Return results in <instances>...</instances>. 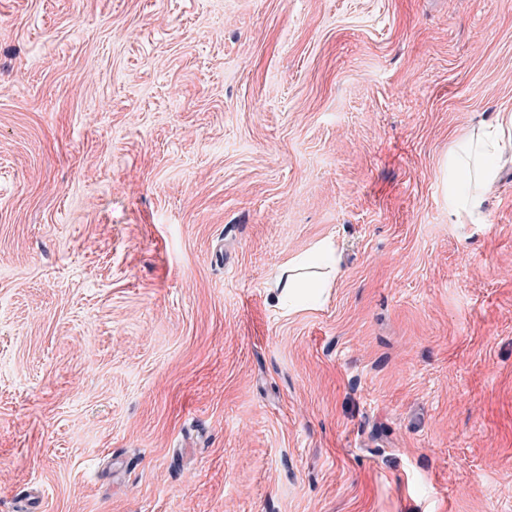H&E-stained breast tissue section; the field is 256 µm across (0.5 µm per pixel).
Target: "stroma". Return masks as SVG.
I'll return each mask as SVG.
<instances>
[{
	"instance_id": "1",
	"label": "stroma",
	"mask_w": 512,
	"mask_h": 512,
	"mask_svg": "<svg viewBox=\"0 0 512 512\" xmlns=\"http://www.w3.org/2000/svg\"><path fill=\"white\" fill-rule=\"evenodd\" d=\"M500 112L512 0H0V512H512ZM512 157V113L500 112L494 123L479 125L458 138L448 153L452 224H473L500 178L504 158ZM333 252V244L326 241L318 242L309 252L294 258L284 266L281 277L280 287L293 288L296 270L310 268L317 265L325 264Z\"/></svg>"
}]
</instances>
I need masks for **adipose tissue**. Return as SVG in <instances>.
<instances>
[{
	"label": "adipose tissue",
	"mask_w": 512,
	"mask_h": 512,
	"mask_svg": "<svg viewBox=\"0 0 512 512\" xmlns=\"http://www.w3.org/2000/svg\"><path fill=\"white\" fill-rule=\"evenodd\" d=\"M512 157V113L465 133L448 153L449 217L455 224L483 218V206L500 178L504 159Z\"/></svg>",
	"instance_id": "obj_1"
}]
</instances>
